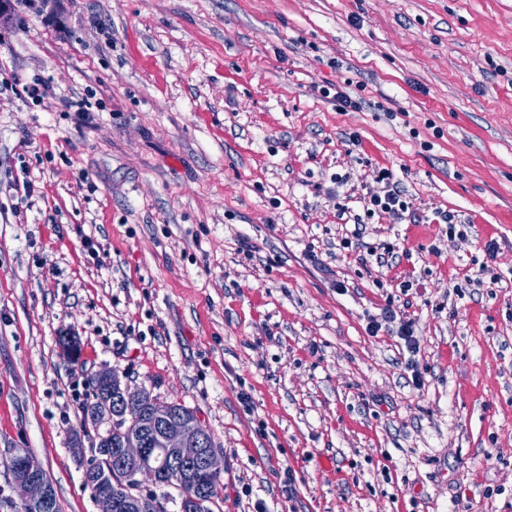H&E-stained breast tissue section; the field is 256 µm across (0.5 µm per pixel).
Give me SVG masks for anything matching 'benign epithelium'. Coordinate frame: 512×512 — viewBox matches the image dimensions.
Segmentation results:
<instances>
[{"label":"benign epithelium","instance_id":"benign-epithelium-1","mask_svg":"<svg viewBox=\"0 0 512 512\" xmlns=\"http://www.w3.org/2000/svg\"><path fill=\"white\" fill-rule=\"evenodd\" d=\"M109 399L107 410L100 419L119 420L126 412L145 404L142 389L133 390L110 369L98 373ZM120 465L131 478L141 484L156 485L171 469L179 473L182 484L196 488L199 493L183 504L184 512H205L208 498L204 489L207 478L221 474L224 461L211 448L208 433L195 417L185 416L175 409L154 405L145 410L142 429L125 436L116 451ZM17 468L15 489L29 512H54L55 492L45 478V469L25 451L15 452ZM95 491L101 512H113L119 504L125 512H155L158 505L145 496H129L123 485L102 477Z\"/></svg>","mask_w":512,"mask_h":512}]
</instances>
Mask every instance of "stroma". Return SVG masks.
<instances>
[{
  "label": "stroma",
  "instance_id": "stroma-1",
  "mask_svg": "<svg viewBox=\"0 0 512 512\" xmlns=\"http://www.w3.org/2000/svg\"><path fill=\"white\" fill-rule=\"evenodd\" d=\"M46 8L0 14V512L17 448L100 512L71 448L104 366L213 435L212 512H512V0ZM382 168L415 219L344 245ZM389 303L422 389L366 331Z\"/></svg>",
  "mask_w": 512,
  "mask_h": 512
}]
</instances>
